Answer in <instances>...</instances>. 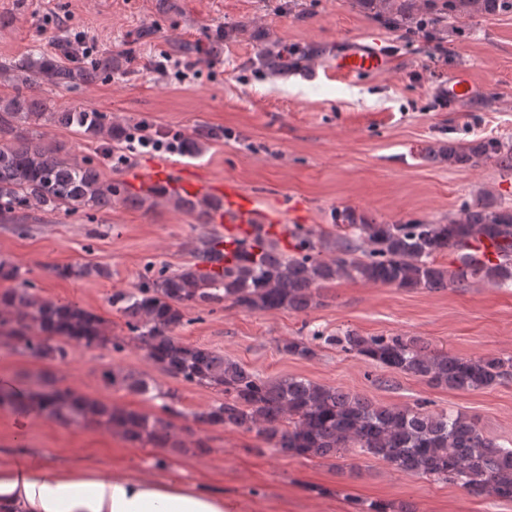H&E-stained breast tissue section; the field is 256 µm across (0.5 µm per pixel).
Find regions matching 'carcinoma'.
I'll list each match as a JSON object with an SVG mask.
<instances>
[{
	"instance_id": "cac0c4a2",
	"label": "carcinoma",
	"mask_w": 512,
	"mask_h": 512,
	"mask_svg": "<svg viewBox=\"0 0 512 512\" xmlns=\"http://www.w3.org/2000/svg\"><path fill=\"white\" fill-rule=\"evenodd\" d=\"M384 26L408 42L451 33L469 34L466 20L476 14L512 13V0H353ZM319 50L298 44L284 54L269 48L259 66L276 73L298 66ZM76 48L60 46V56L30 52L3 66L13 73L12 93L0 96V221L35 207L44 212L98 210L119 201L138 206L143 198L118 183H107L98 169L77 165L61 156L62 148L46 145L32 127L52 119L73 127L86 139H105L119 146L130 128L105 122L100 112L54 110L44 97L46 85L72 89L90 85L121 69L110 55L85 66L73 65ZM439 156L450 165L473 167L492 162L512 170V144L497 138L475 143L448 142ZM210 224L220 203L214 199L177 201ZM291 249L278 240L257 235L253 245L232 254L217 249L211 237L200 241L194 262L169 273L144 276L134 288L112 292V308L125 318L134 339L162 372L187 383L217 389L224 401L192 414L195 422L234 427L256 437L286 457L306 460L343 456L349 451L383 460L401 472L452 481L473 497L512 499V448L488 438L476 422L462 414L433 413L416 407L382 405L357 393L309 379L287 376L268 379L257 371L203 345L178 336L188 323L186 311L201 305H231L249 311L287 310L305 313L320 303L321 291L339 279H359L398 289L465 288L475 281L512 285V210L475 204L446 224L408 220L379 224L346 207L335 211L331 226L319 231H291ZM491 241L494 255L475 251ZM336 252L323 257L326 249ZM455 254L444 267L437 257ZM63 279L107 277L101 265L86 262L56 268ZM0 344L7 341L36 361L67 356V347L88 350L123 346L106 321L74 303L41 298L20 268L0 261ZM377 366L415 377L436 388L473 391L512 377V356L491 354L465 358L432 352L407 336H321ZM285 355L312 358V343L288 338L278 344ZM105 383L148 400L160 399L163 409L178 414V397L142 376L122 370L103 374ZM21 413L36 411L65 424L105 426L132 443L158 448H183L170 422L145 412L91 399L57 384L50 368L41 370L24 398L0 388V405ZM356 512H415L406 503L357 502Z\"/></svg>"
}]
</instances>
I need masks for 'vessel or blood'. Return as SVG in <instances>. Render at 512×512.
Here are the masks:
<instances>
[{
	"label": "vessel or blood",
	"mask_w": 512,
	"mask_h": 512,
	"mask_svg": "<svg viewBox=\"0 0 512 512\" xmlns=\"http://www.w3.org/2000/svg\"><path fill=\"white\" fill-rule=\"evenodd\" d=\"M385 55L373 46L355 42L336 60L338 71L346 74L373 73L385 69ZM135 182L141 191L167 186L186 198H216L221 208L212 226L215 236L224 242L227 251H234L250 241L257 231L280 236L288 227L280 219L257 209L254 199L231 180L203 181L190 171L174 165H162L137 174Z\"/></svg>",
	"instance_id": "b4317fda"
}]
</instances>
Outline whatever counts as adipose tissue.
<instances>
[{
	"label": "adipose tissue",
	"instance_id": "ef3b65f1",
	"mask_svg": "<svg viewBox=\"0 0 512 512\" xmlns=\"http://www.w3.org/2000/svg\"><path fill=\"white\" fill-rule=\"evenodd\" d=\"M0 512H229L223 496L173 478L104 477L52 461L0 466Z\"/></svg>",
	"mask_w": 512,
	"mask_h": 512
}]
</instances>
